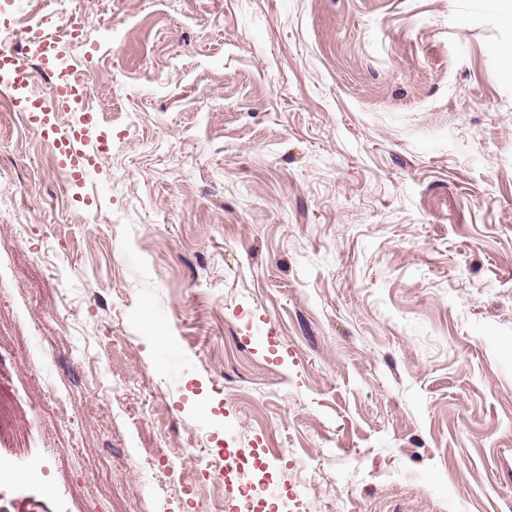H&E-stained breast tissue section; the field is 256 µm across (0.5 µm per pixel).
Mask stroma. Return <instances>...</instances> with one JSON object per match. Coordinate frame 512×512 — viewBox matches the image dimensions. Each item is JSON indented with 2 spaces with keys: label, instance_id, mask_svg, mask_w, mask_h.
Masks as SVG:
<instances>
[{
  "label": "stroma",
  "instance_id": "35a3bbf8",
  "mask_svg": "<svg viewBox=\"0 0 512 512\" xmlns=\"http://www.w3.org/2000/svg\"><path fill=\"white\" fill-rule=\"evenodd\" d=\"M0 112V512H512V44L487 0H71ZM86 157H52V125ZM181 357L171 364L168 354ZM40 377L69 403L40 405ZM61 81L66 82L75 96H80L81 99L92 100L95 98L96 86L92 82L91 76L88 73L69 71L64 74ZM67 87L59 89L55 112L69 111L71 91ZM234 463L235 466H232L231 469L225 471L224 466L218 468L216 464H214L213 458L209 459L204 464H200L203 467L196 471L195 478L192 477L188 481L184 480L183 486L188 487L189 485L192 492H194L195 488L199 486V482H211L209 485L218 486L221 484V481L224 483L227 478H231L233 474H240L244 472L245 465L248 464V461L236 458Z\"/></svg>",
  "mask_w": 512,
  "mask_h": 512
}]
</instances>
